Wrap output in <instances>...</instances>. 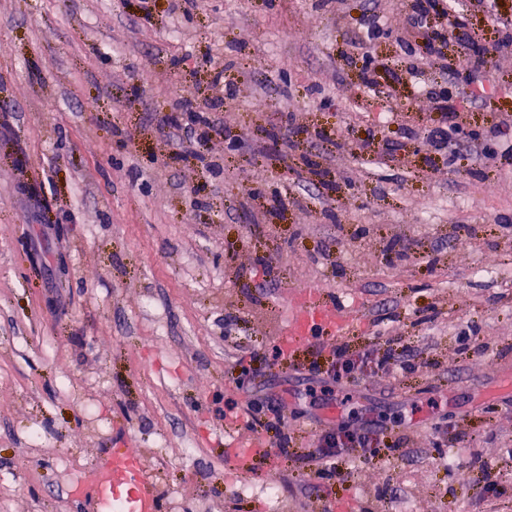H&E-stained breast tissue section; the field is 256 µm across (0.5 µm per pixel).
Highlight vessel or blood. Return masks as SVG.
<instances>
[{
  "mask_svg": "<svg viewBox=\"0 0 512 512\" xmlns=\"http://www.w3.org/2000/svg\"><path fill=\"white\" fill-rule=\"evenodd\" d=\"M349 325L350 318L345 310L332 302L320 304L313 296L306 307L292 315L283 339L289 350L296 351L317 330L341 335ZM145 471L142 456L121 443H114L96 480L97 512H112L117 504L121 505L123 512H159L157 494L146 480Z\"/></svg>",
  "mask_w": 512,
  "mask_h": 512,
  "instance_id": "vessel-or-blood-1",
  "label": "vessel or blood"
}]
</instances>
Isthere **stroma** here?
Listing matches in <instances>:
<instances>
[{"instance_id": "35a3bbf8", "label": "stroma", "mask_w": 512, "mask_h": 512, "mask_svg": "<svg viewBox=\"0 0 512 512\" xmlns=\"http://www.w3.org/2000/svg\"><path fill=\"white\" fill-rule=\"evenodd\" d=\"M181 5L0 0V512H95L90 479L118 441L161 512H512V179L407 138L437 114L389 79L408 64L406 9L367 47L368 89L347 36L372 0L341 21L319 0ZM447 9L482 45L512 18V0L493 18ZM485 87L455 102L464 133L512 114V51ZM206 110L213 126L192 124ZM308 157L340 182L332 199L300 191ZM487 255L498 273L475 274ZM305 287L354 325L286 355ZM339 345L409 347L419 366L337 381ZM282 426L277 466L224 453L277 446ZM369 427L373 456L345 449L329 478L308 466L322 433ZM233 447L230 448L234 450L237 457L240 459L253 458V457H267L272 455V448H269V444L265 441V439L261 437H254L248 442L245 443H235Z\"/></svg>"}]
</instances>
